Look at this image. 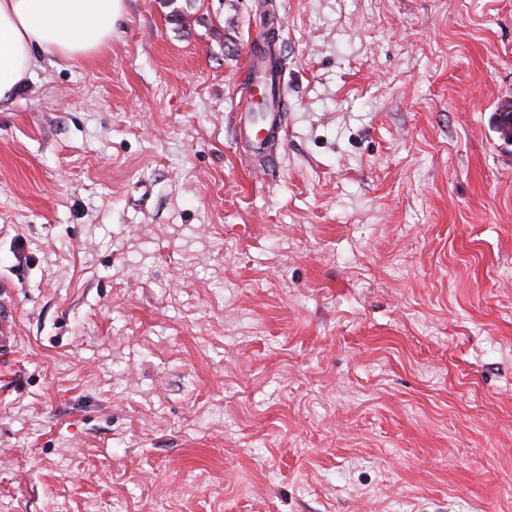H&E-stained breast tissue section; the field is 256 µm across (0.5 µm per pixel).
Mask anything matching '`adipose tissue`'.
Instances as JSON below:
<instances>
[{"label":"adipose tissue","mask_w":512,"mask_h":512,"mask_svg":"<svg viewBox=\"0 0 512 512\" xmlns=\"http://www.w3.org/2000/svg\"><path fill=\"white\" fill-rule=\"evenodd\" d=\"M124 0H0V102L32 78L38 53L89 60L109 48Z\"/></svg>","instance_id":"1"}]
</instances>
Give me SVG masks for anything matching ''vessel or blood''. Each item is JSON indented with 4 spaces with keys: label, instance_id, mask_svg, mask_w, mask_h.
<instances>
[{
    "label": "vessel or blood",
    "instance_id": "1",
    "mask_svg": "<svg viewBox=\"0 0 512 512\" xmlns=\"http://www.w3.org/2000/svg\"><path fill=\"white\" fill-rule=\"evenodd\" d=\"M282 80V72L273 70L270 58L248 50L235 134L252 156L269 158L282 143L285 100L278 91ZM6 288L0 280V356L4 358L14 354L17 345V324L5 301Z\"/></svg>",
    "mask_w": 512,
    "mask_h": 512
}]
</instances>
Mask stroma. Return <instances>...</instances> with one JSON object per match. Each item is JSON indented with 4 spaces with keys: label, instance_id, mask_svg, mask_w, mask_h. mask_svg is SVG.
Listing matches in <instances>:
<instances>
[{
    "label": "stroma",
    "instance_id": "1",
    "mask_svg": "<svg viewBox=\"0 0 512 512\" xmlns=\"http://www.w3.org/2000/svg\"><path fill=\"white\" fill-rule=\"evenodd\" d=\"M125 4L0 108V512H512V0ZM263 40L250 46L247 52V63L242 72L244 91L236 116L235 134L241 143L250 148L253 158L262 157L267 161L282 143L284 116L279 111L284 108L285 100L278 88L283 80L284 64L275 52L279 64L274 72L271 57H259L256 47ZM255 88H260L265 95L262 112L253 101ZM6 288L9 284L0 280V356L4 358L14 354L17 345V324L14 313L7 308Z\"/></svg>",
    "mask_w": 512,
    "mask_h": 512
}]
</instances>
